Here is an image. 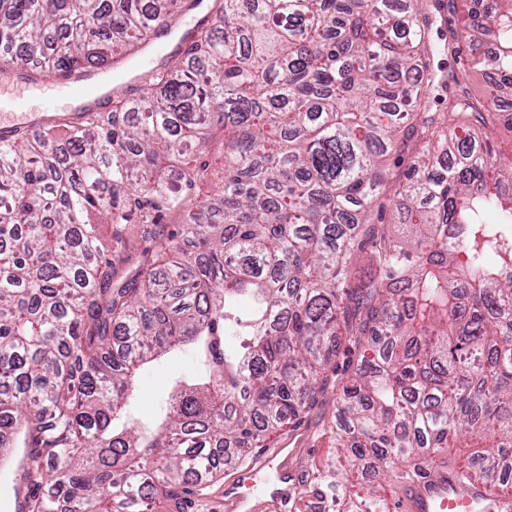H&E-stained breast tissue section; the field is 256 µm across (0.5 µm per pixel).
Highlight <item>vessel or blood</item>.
<instances>
[{
    "label": "vessel or blood",
    "mask_w": 512,
    "mask_h": 512,
    "mask_svg": "<svg viewBox=\"0 0 512 512\" xmlns=\"http://www.w3.org/2000/svg\"><path fill=\"white\" fill-rule=\"evenodd\" d=\"M95 77L92 71L76 72L67 78L46 71L33 82L5 76L0 78V102L14 103L53 91L71 96L87 94L95 86ZM40 126V121L29 112L17 116L0 114L1 136L17 129L34 130ZM273 457V452H265L226 480L225 512H245L249 507L261 512L268 501L284 503L290 499L288 484L292 473L284 463L275 472H268ZM388 512H512V504L490 497L483 486L462 483L455 474L443 471L402 480L399 494L388 503Z\"/></svg>",
    "instance_id": "vessel-or-blood-1"
}]
</instances>
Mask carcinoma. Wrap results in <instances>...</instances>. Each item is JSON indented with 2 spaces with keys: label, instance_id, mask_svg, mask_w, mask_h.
Segmentation results:
<instances>
[{
  "label": "carcinoma",
  "instance_id": "carcinoma-1",
  "mask_svg": "<svg viewBox=\"0 0 512 512\" xmlns=\"http://www.w3.org/2000/svg\"><path fill=\"white\" fill-rule=\"evenodd\" d=\"M162 0H0V72L105 68L116 48L169 27ZM215 22L112 111L0 139V474L27 486L23 512H185L190 486L224 479L293 425L367 341L336 402V447L374 481L448 467L504 485L512 468V157L475 127H512V0L485 24L429 28L455 0H213ZM490 37L429 111V58ZM494 74L490 97L464 90ZM224 129L222 186L206 134ZM423 150L394 195L405 232L375 231L396 137ZM182 215L187 252L149 230L119 284L101 224ZM369 251L370 271L353 261ZM229 335L244 338L230 351ZM191 348L202 371L174 381L149 426L129 400L138 373ZM481 441L477 470L447 457ZM323 512H386L348 500L335 459L312 478Z\"/></svg>",
  "mask_w": 512,
  "mask_h": 512
}]
</instances>
